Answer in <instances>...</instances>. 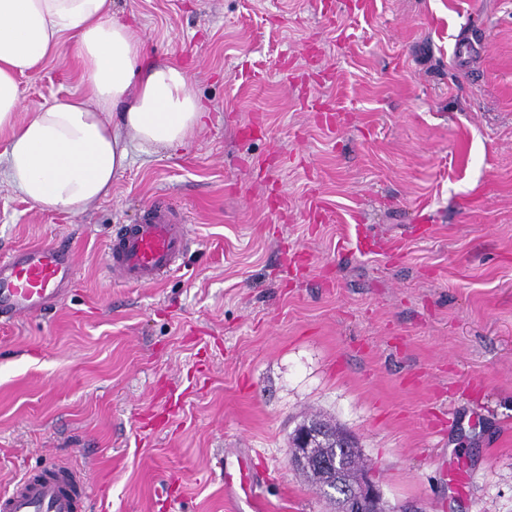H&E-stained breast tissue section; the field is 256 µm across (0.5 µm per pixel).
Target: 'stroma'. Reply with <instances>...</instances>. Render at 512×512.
<instances>
[{
    "instance_id": "obj_1",
    "label": "stroma",
    "mask_w": 512,
    "mask_h": 512,
    "mask_svg": "<svg viewBox=\"0 0 512 512\" xmlns=\"http://www.w3.org/2000/svg\"><path fill=\"white\" fill-rule=\"evenodd\" d=\"M113 10L182 66L204 125L131 147L74 213L0 180V253L63 243L79 268L62 303L0 323V493L55 457L98 488L88 512H249L224 495L243 457L264 512H335L290 463L319 417L383 512H512V0ZM75 45L19 77V121L81 92ZM158 199L187 220L178 268L107 278L114 226Z\"/></svg>"
}]
</instances>
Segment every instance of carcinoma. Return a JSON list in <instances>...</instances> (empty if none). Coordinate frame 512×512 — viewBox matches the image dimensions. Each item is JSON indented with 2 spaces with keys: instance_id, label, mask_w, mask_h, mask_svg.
I'll return each instance as SVG.
<instances>
[{
  "instance_id": "carcinoma-1",
  "label": "carcinoma",
  "mask_w": 512,
  "mask_h": 512,
  "mask_svg": "<svg viewBox=\"0 0 512 512\" xmlns=\"http://www.w3.org/2000/svg\"><path fill=\"white\" fill-rule=\"evenodd\" d=\"M321 429L322 438L312 452L313 460L300 468V471L315 485L317 491L326 493L328 489L336 490V512H343L345 500L339 498L343 494L342 486L352 485L359 478L368 474L370 466L364 462L358 450L345 445L346 435L330 424L316 421ZM336 458L339 465L328 467L322 464L325 458Z\"/></svg>"
}]
</instances>
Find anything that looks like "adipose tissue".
Here are the masks:
<instances>
[{
	"label": "adipose tissue",
	"mask_w": 512,
	"mask_h": 512,
	"mask_svg": "<svg viewBox=\"0 0 512 512\" xmlns=\"http://www.w3.org/2000/svg\"><path fill=\"white\" fill-rule=\"evenodd\" d=\"M77 38L81 94L55 99L26 121L18 78ZM205 117L185 71L149 56L112 0H0V130H10L0 174L32 205L74 212L106 197L131 145L185 146Z\"/></svg>",
	"instance_id": "ef3b65f1"
}]
</instances>
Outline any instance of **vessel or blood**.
<instances>
[{
    "label": "vessel or blood",
    "mask_w": 512,
    "mask_h": 512,
    "mask_svg": "<svg viewBox=\"0 0 512 512\" xmlns=\"http://www.w3.org/2000/svg\"><path fill=\"white\" fill-rule=\"evenodd\" d=\"M184 215L159 201L138 223L124 224L110 238L105 270L129 284L159 281L188 248ZM77 276L71 250L55 244L0 255V318L12 319L45 312L61 303ZM247 460L224 472L229 499L257 512L260 501L250 479ZM95 492L84 476L59 462L23 473L13 488L0 494V512H86Z\"/></svg>",
    "instance_id": "vessel-or-blood-1"
}]
</instances>
